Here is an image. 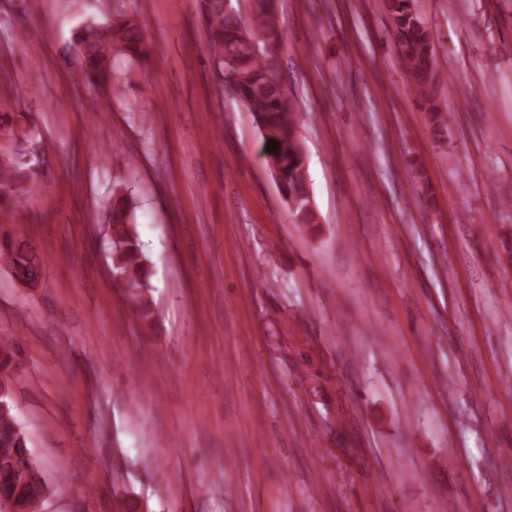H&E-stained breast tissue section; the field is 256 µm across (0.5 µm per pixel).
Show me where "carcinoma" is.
I'll use <instances>...</instances> for the list:
<instances>
[{"mask_svg": "<svg viewBox=\"0 0 512 512\" xmlns=\"http://www.w3.org/2000/svg\"><path fill=\"white\" fill-rule=\"evenodd\" d=\"M248 15L240 18L232 0H202L213 64L236 78L234 95L252 112L265 140L278 147L267 153V165L279 186L293 222L306 230H317L318 217L311 204L306 169V148L301 137V108L288 91L283 78L282 49L285 45L278 12L269 0H247ZM390 15L393 47L412 80V90L421 111L436 132L447 122L435 94L434 50L423 18L420 0H384ZM83 45L81 67L90 84L104 85L111 79L112 53L119 52L136 62L151 60L144 21L127 14L116 15L107 31L85 25L76 37ZM25 162L0 153V216L12 212L30 192L38 173L29 152ZM109 251L114 273L135 316L147 330L156 323L157 313L149 293L151 270L135 230V211L129 194L115 191L110 207ZM0 240L16 274L31 282L39 280L46 259L18 225ZM13 337L0 336V491L16 496L25 512H42L51 487L27 446V438L13 414L15 347Z\"/></svg>", "mask_w": 512, "mask_h": 512, "instance_id": "carcinoma-1", "label": "carcinoma"}]
</instances>
